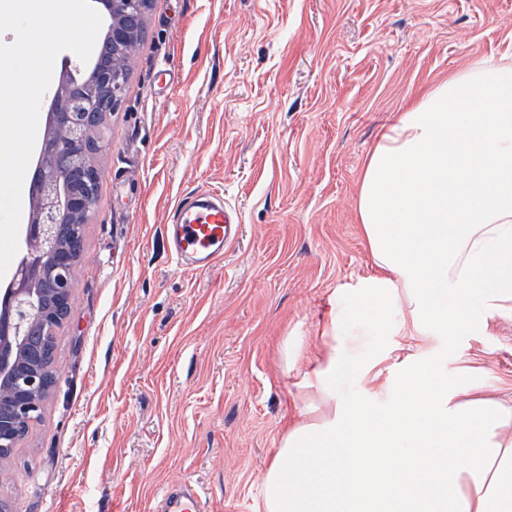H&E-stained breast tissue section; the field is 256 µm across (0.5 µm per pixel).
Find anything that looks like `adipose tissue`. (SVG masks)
I'll return each mask as SVG.
<instances>
[{
    "mask_svg": "<svg viewBox=\"0 0 512 512\" xmlns=\"http://www.w3.org/2000/svg\"><path fill=\"white\" fill-rule=\"evenodd\" d=\"M357 213L374 271L336 291L263 512H512V401L449 377L429 344L512 318V57L475 60L383 129ZM369 324L413 352L364 355ZM350 364L362 393L342 398Z\"/></svg>",
    "mask_w": 512,
    "mask_h": 512,
    "instance_id": "ef3b65f1",
    "label": "adipose tissue"
}]
</instances>
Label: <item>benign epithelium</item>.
Here are the masks:
<instances>
[{
    "label": "benign epithelium",
    "mask_w": 512,
    "mask_h": 512,
    "mask_svg": "<svg viewBox=\"0 0 512 512\" xmlns=\"http://www.w3.org/2000/svg\"><path fill=\"white\" fill-rule=\"evenodd\" d=\"M111 17L107 38L121 47L130 42L132 23L147 16L152 0H103ZM121 72L72 64L61 70L49 92L51 112L42 142L45 161L35 168L30 185L33 210L23 225L22 258L12 280L0 293V465L16 447L25 428L39 420L43 402L59 381L58 372L42 368L51 351L50 334L70 317L73 273L80 263L83 235L96 212L95 191L70 189L71 183L95 184L88 168L86 126L97 108L72 92L77 87L105 89L106 118L123 101Z\"/></svg>",
    "instance_id": "benign-epithelium-1"
}]
</instances>
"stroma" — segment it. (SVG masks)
<instances>
[{"mask_svg": "<svg viewBox=\"0 0 512 512\" xmlns=\"http://www.w3.org/2000/svg\"><path fill=\"white\" fill-rule=\"evenodd\" d=\"M512 56V0H153L99 157L98 207L57 334L59 383L0 470L13 512H260L299 417L284 337L321 347L329 298L372 273L357 199L404 104L481 56ZM192 190L238 238L213 269L163 241ZM448 374L512 397V319L437 336ZM163 501L165 512H201L203 509L201 497L188 485L176 494L166 492Z\"/></svg>", "mask_w": 512, "mask_h": 512, "instance_id": "obj_1", "label": "stroma"}]
</instances>
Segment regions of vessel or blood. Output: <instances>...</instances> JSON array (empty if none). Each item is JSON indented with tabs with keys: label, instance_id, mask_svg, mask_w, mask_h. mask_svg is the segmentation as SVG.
I'll list each match as a JSON object with an SVG mask.
<instances>
[{
	"label": "vessel or blood",
	"instance_id": "vessel-or-blood-1",
	"mask_svg": "<svg viewBox=\"0 0 512 512\" xmlns=\"http://www.w3.org/2000/svg\"><path fill=\"white\" fill-rule=\"evenodd\" d=\"M237 210L223 196L193 191L182 197L164 226L166 244L177 265L192 272L210 270L236 238ZM164 512H202V501L190 487L163 497Z\"/></svg>",
	"mask_w": 512,
	"mask_h": 512
}]
</instances>
